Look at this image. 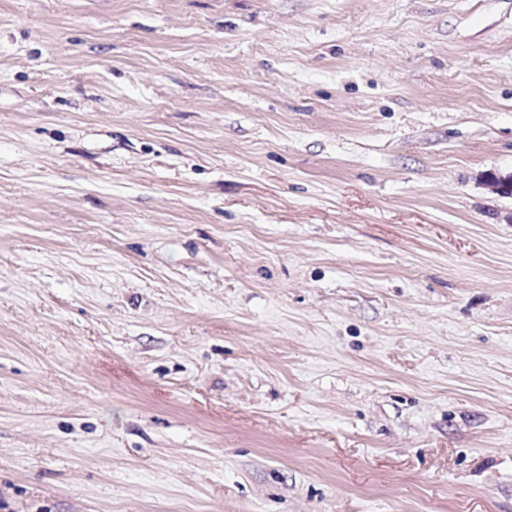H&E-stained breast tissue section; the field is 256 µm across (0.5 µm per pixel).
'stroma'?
<instances>
[{
  "label": "stroma",
  "instance_id": "1",
  "mask_svg": "<svg viewBox=\"0 0 512 512\" xmlns=\"http://www.w3.org/2000/svg\"><path fill=\"white\" fill-rule=\"evenodd\" d=\"M512 0H0V512H512Z\"/></svg>",
  "mask_w": 512,
  "mask_h": 512
}]
</instances>
